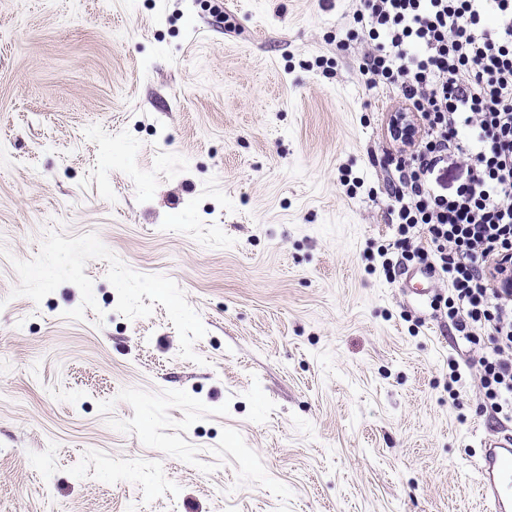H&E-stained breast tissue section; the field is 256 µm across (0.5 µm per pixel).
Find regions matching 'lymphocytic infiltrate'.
<instances>
[{
  "instance_id": "f902f5d3",
  "label": "lymphocytic infiltrate",
  "mask_w": 512,
  "mask_h": 512,
  "mask_svg": "<svg viewBox=\"0 0 512 512\" xmlns=\"http://www.w3.org/2000/svg\"><path fill=\"white\" fill-rule=\"evenodd\" d=\"M366 89L402 102L380 160L395 222L386 276L432 273L434 306L468 347L450 397L473 381L478 413L512 421V0H360ZM460 175L441 192L437 172Z\"/></svg>"
}]
</instances>
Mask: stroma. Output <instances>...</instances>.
Instances as JSON below:
<instances>
[{
    "instance_id": "35a3bbf8",
    "label": "stroma",
    "mask_w": 512,
    "mask_h": 512,
    "mask_svg": "<svg viewBox=\"0 0 512 512\" xmlns=\"http://www.w3.org/2000/svg\"><path fill=\"white\" fill-rule=\"evenodd\" d=\"M222 3L0 0V512H484L355 0Z\"/></svg>"
}]
</instances>
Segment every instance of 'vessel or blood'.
Listing matches in <instances>:
<instances>
[{
	"mask_svg": "<svg viewBox=\"0 0 512 512\" xmlns=\"http://www.w3.org/2000/svg\"><path fill=\"white\" fill-rule=\"evenodd\" d=\"M432 277L413 269L407 272L405 288L416 301L431 293ZM481 499L490 512H512V433L482 439L474 462Z\"/></svg>",
	"mask_w": 512,
	"mask_h": 512,
	"instance_id": "b4317fda",
	"label": "vessel or blood"
}]
</instances>
